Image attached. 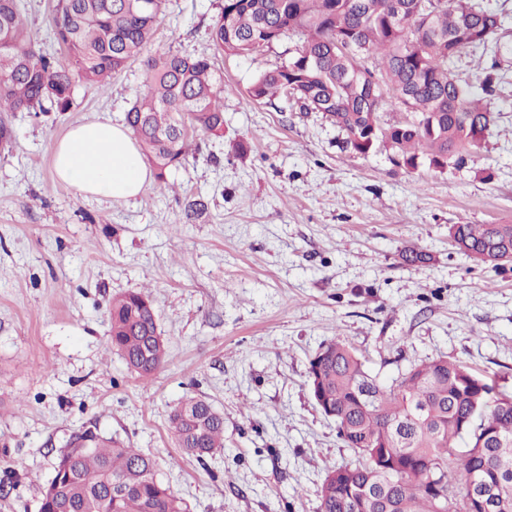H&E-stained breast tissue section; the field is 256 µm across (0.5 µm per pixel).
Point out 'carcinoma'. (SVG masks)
Wrapping results in <instances>:
<instances>
[{
    "label": "carcinoma",
    "instance_id": "1",
    "mask_svg": "<svg viewBox=\"0 0 512 512\" xmlns=\"http://www.w3.org/2000/svg\"><path fill=\"white\" fill-rule=\"evenodd\" d=\"M164 0H55L49 24L66 56L37 47L23 0H0V112H66L76 89L104 92L112 75L142 61L146 89L126 114L143 158L162 180L189 153L188 130L224 134V78L206 56L148 51ZM503 16L485 0H224L211 29L217 49L256 59L285 38L299 44L248 88L250 102L289 101L320 112L342 148H382L415 169L474 158L500 113ZM479 57L476 83L456 72ZM377 60L374 68L367 63ZM393 93L406 117L379 119ZM448 237L477 264L512 251V224H451ZM109 347L149 380L167 349L150 294L112 298ZM308 384L356 462L328 470L318 512H512V392L463 363L422 360L387 385L341 338L311 357ZM179 447L201 460L224 448V416L202 397L170 415ZM38 512H188L156 462L91 429L60 449Z\"/></svg>",
    "mask_w": 512,
    "mask_h": 512
}]
</instances>
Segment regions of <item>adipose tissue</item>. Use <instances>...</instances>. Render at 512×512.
<instances>
[{"mask_svg":"<svg viewBox=\"0 0 512 512\" xmlns=\"http://www.w3.org/2000/svg\"><path fill=\"white\" fill-rule=\"evenodd\" d=\"M53 156L58 180L89 196L129 202L151 183L131 136L108 120L73 126L54 143Z\"/></svg>","mask_w":512,"mask_h":512,"instance_id":"1","label":"adipose tissue"}]
</instances>
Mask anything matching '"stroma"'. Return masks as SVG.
Masks as SVG:
<instances>
[{
  "mask_svg": "<svg viewBox=\"0 0 512 512\" xmlns=\"http://www.w3.org/2000/svg\"><path fill=\"white\" fill-rule=\"evenodd\" d=\"M217 13L165 0L152 46L211 58L224 135L191 134L136 202L64 186L52 147L74 125L124 123L141 62L68 111L0 112V512H38L58 451L88 428L152 456L189 512H317L328 469L355 458L307 385L338 337L385 383L444 356L512 390V262L478 266L448 240L452 224L512 223V72L473 161L409 170L343 150L321 114L249 103L292 43L219 51ZM407 249L427 262L404 264ZM141 288L169 350L148 384L106 349L112 297ZM189 396L224 416V449L203 461L168 430Z\"/></svg>",
  "mask_w": 512,
  "mask_h": 512,
  "instance_id": "35a3bbf8",
  "label": "stroma"
}]
</instances>
